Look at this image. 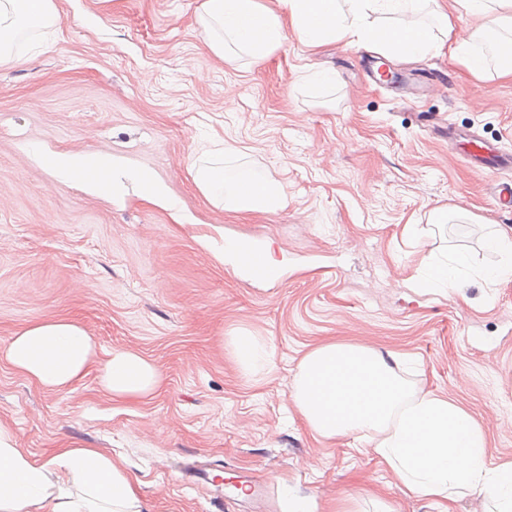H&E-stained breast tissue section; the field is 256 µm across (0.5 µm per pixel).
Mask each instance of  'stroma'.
Segmentation results:
<instances>
[{
	"label": "stroma",
	"instance_id": "1",
	"mask_svg": "<svg viewBox=\"0 0 512 512\" xmlns=\"http://www.w3.org/2000/svg\"><path fill=\"white\" fill-rule=\"evenodd\" d=\"M57 22L0 65V348L30 322L79 321L101 351L134 350L162 372L137 402L95 375L38 388L0 360V424L38 460L94 448L139 481L149 512H436L404 495L374 442L323 439L291 394L314 345L368 344L415 359L416 392L456 400L487 432L488 461L512 459V279L443 295L418 286L431 252L498 254L480 238L512 228L465 147L430 116L512 149V80L472 76L449 51L402 61L347 41L291 37L263 62L214 56L198 0H54ZM326 70L333 82H312ZM240 153L228 175L276 180L286 205L234 213L198 190L190 163L213 144ZM111 156L152 174L173 212L121 180L101 196L57 180L41 153ZM451 218L431 232L429 216ZM272 246L275 279L220 263L225 241ZM248 331L268 362L244 372L223 338ZM212 468L206 485L189 465ZM272 483L241 499L220 475Z\"/></svg>",
	"mask_w": 512,
	"mask_h": 512
}]
</instances>
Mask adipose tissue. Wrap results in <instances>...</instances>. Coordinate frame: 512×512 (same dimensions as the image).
I'll use <instances>...</instances> for the list:
<instances>
[{
  "instance_id": "adipose-tissue-1",
  "label": "adipose tissue",
  "mask_w": 512,
  "mask_h": 512,
  "mask_svg": "<svg viewBox=\"0 0 512 512\" xmlns=\"http://www.w3.org/2000/svg\"><path fill=\"white\" fill-rule=\"evenodd\" d=\"M423 0H201L197 23L218 57L236 47L261 60L288 36L309 46L345 40L384 55L412 58L439 46L471 74L495 69L512 80V64L489 63L479 47L496 34L512 48V0H452L436 9L432 23L414 21ZM470 17L457 29L452 15ZM54 0H0V64L19 60V34L54 25ZM43 162L59 179L101 194L114 185L112 160L102 155L51 154ZM193 179L215 207L235 212L275 211L285 205L279 185L248 175L227 178L223 161L192 162ZM485 243L500 256L493 268L471 266L459 251L432 257L429 287L443 291L463 281L512 279V229L490 230ZM0 359L44 390L64 391L96 371L109 398L132 401L162 384L158 367L131 350L100 354L88 331L69 318L31 322L11 337ZM399 353L363 344L325 343L299 364L292 398L313 434L321 438L372 434L376 454L394 474L402 493L432 500L438 512H455L462 496L474 494L489 512H512V461L489 467L484 429L450 399L413 395L398 373ZM0 512H148L128 471L92 448H65L38 461L18 448L0 426Z\"/></svg>"
}]
</instances>
